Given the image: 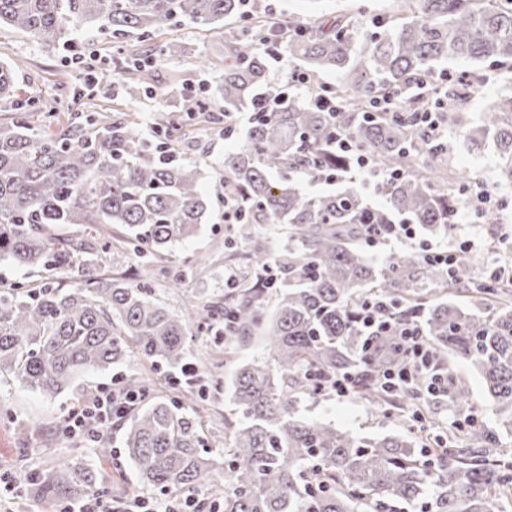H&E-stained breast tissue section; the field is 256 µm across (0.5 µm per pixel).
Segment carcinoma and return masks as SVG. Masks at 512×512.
<instances>
[{
  "mask_svg": "<svg viewBox=\"0 0 512 512\" xmlns=\"http://www.w3.org/2000/svg\"><path fill=\"white\" fill-rule=\"evenodd\" d=\"M231 17L240 26L224 36V55L195 61L199 71H222V104L179 101L175 111L194 122L169 119L154 139L142 136L134 115L100 112L79 91L68 103L19 98L16 71L0 59V101L14 103L11 118L0 122V260L39 273L37 281L0 289V387L20 381L58 395L86 371L108 370L132 352L170 379L169 370L187 365L192 332L221 325L227 353L259 332L270 361L242 364L232 379L239 421L224 447V512H494L498 495L512 490V462L499 458L497 437H482L474 452L464 434L425 456L413 434L340 431L300 417L297 404L318 400L336 374L355 370L362 372L361 397L387 400L372 379L380 359L360 357L359 304L380 295L394 311L418 315L437 357H459L480 374L512 432V289L483 287L470 258L450 273L410 250L372 263L360 223L368 206L358 193L305 195L298 176L319 181L327 171L352 168L333 144L338 129L380 167L404 171L385 185L381 211L407 217L425 235L449 230L460 180L430 165L441 147L416 123L428 99L409 98L401 112L375 104L410 90L443 61L512 65V0H399L369 22L351 4L326 21L285 27L245 0H0V28L73 56L81 54L74 32L97 29L112 71L124 76L126 100L151 93L156 68L181 53L165 30L185 20L209 31ZM275 55L301 59L310 79L338 73L330 90L344 110L334 117L289 87L271 86ZM466 88L448 83V113ZM233 112L249 113L245 142L222 164L224 191L242 211L238 236L253 242V225L286 224L288 243L274 259L254 245L223 306L192 300L178 316L154 297V285L161 278L181 284L174 264L199 262L175 261V247L213 209L197 162L182 157L181 147L218 128L232 136ZM465 136L473 146L492 140L499 173L512 181V94L496 98ZM57 224L79 228L58 234ZM118 247L147 258L143 281L112 274ZM458 288L487 312L455 304ZM119 389L144 397L153 391L138 375L124 377ZM448 395L456 408H471L470 387L453 372ZM122 425L124 454L144 482L171 494L211 476L214 458L195 410L154 397L122 414ZM96 478L95 470L76 466L66 484Z\"/></svg>",
  "mask_w": 512,
  "mask_h": 512,
  "instance_id": "obj_1",
  "label": "carcinoma"
}]
</instances>
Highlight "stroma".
I'll list each match as a JSON object with an SVG mask.
<instances>
[{"label":"stroma","instance_id":"obj_1","mask_svg":"<svg viewBox=\"0 0 512 512\" xmlns=\"http://www.w3.org/2000/svg\"><path fill=\"white\" fill-rule=\"evenodd\" d=\"M348 0H259L261 8L274 14L277 20L295 19L310 23L336 16ZM0 57L14 62L17 78L24 95L65 94L71 89L83 88L86 75L65 57L62 50L46 46L29 34L0 31ZM442 71L471 75L479 72L481 79L467 90V97L454 120L448 123V133L443 142V155L448 165L465 175L464 189L468 192L489 191L499 202L498 208L479 224H460L443 234L430 237L435 246L445 247L455 240L477 236L480 246L473 253L477 272H484L496 264L512 260V251L505 246L506 239L512 238V182L497 174V157L493 149L474 150L463 138L465 126L477 123L494 98L512 93V68L494 62L474 64L465 61L441 63ZM156 84L161 92L157 95L141 96L134 103V111L140 112L144 124H152L156 114L166 110L168 101L163 91L171 89L184 91L186 87L205 84L210 100L219 97L220 78L214 73L196 71L190 58L178 56L160 65L156 72ZM235 132L231 137L214 134L204 139L203 150H188L191 158H205L201 187L212 196L215 207L208 224L176 250L177 255L192 254L210 257L206 270L191 268L185 272V289L172 292L165 284H158L155 296L170 311L180 312L183 300L201 297L213 303L224 301V273L240 270L249 261L251 246L241 244L235 237L234 225L224 221L223 188L214 170L221 163L225 153L234 151L244 140L247 129V115L235 113L232 117ZM213 353L219 361L222 378H230L237 365L268 361L269 355L260 337L254 336L238 348L234 362L224 360V348L217 345L213 333H202L189 343L190 357ZM449 367L467 380L472 394V404L479 414L484 430L499 428L498 417L489 403L481 377L468 363L452 358ZM167 397L178 398L183 406L197 410L205 424L203 438L215 455L216 464L212 470V481L198 486L194 498L204 504L221 501L224 484L223 451L224 442L235 427L237 414L228 390H213L209 381L195 382L190 389L178 393L163 388ZM75 404L74 397L61 394L49 396L23 384H13L5 398L0 399V469L16 473L18 487L10 499L0 503V512H61L68 503L83 498L82 490L64 489L62 495L53 501L33 498L29 489L34 480L57 476L62 460L73 464L90 462L104 474L94 493L101 496L108 508L122 506L129 499L130 486L136 485L137 478L130 462L121 448L123 429L111 424L112 454L99 460L94 455L95 446L86 437L70 436L66 430V418ZM301 417L336 425L338 430L354 434L386 435L408 431L409 410L393 407L373 408L353 397L343 400L329 396L322 400L303 401L298 405ZM28 425L31 436L28 442H21L17 433L18 423ZM49 435L52 447H43L40 439Z\"/></svg>","mask_w":512,"mask_h":512}]
</instances>
